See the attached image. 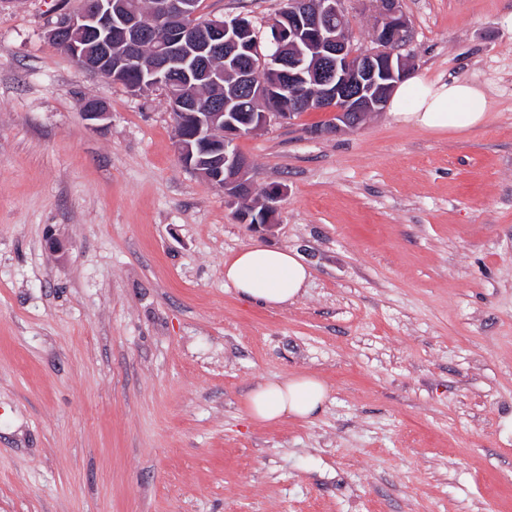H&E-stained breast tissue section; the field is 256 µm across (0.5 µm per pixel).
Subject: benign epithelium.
Instances as JSON below:
<instances>
[{"label": "benign epithelium", "instance_id": "7a95c632", "mask_svg": "<svg viewBox=\"0 0 512 512\" xmlns=\"http://www.w3.org/2000/svg\"><path fill=\"white\" fill-rule=\"evenodd\" d=\"M126 0H87L85 7L67 14L49 31L50 41L70 55H81L87 70L112 78V48L122 46L125 65L136 61L143 37L140 11L129 9ZM344 0H291L288 25L278 20L267 24V41L261 32L241 17L197 24L192 0H154L153 11L177 24L175 36L154 49L156 65L130 91L141 94L156 83H169L173 72L186 81L206 65L207 59L225 49L224 60L233 61L240 88L251 93L261 111L241 112L238 95L224 98V106L203 112L197 103L180 99L173 115L176 140L183 164L211 185L224 190L228 203L237 206L247 224L267 229L287 189L268 186L261 198L259 216L249 213L254 183L251 161L236 146L246 135L275 122L291 119L305 107L335 113L336 122L316 128L325 136L354 129L381 111L396 85L412 72L411 60L400 53L409 40V23L400 0H376L378 47L355 53L344 24ZM248 30L255 37L247 55L236 58L237 35ZM279 80L270 84L264 74ZM110 112L98 102L87 105L84 116L92 125L105 121Z\"/></svg>", "mask_w": 512, "mask_h": 512}]
</instances>
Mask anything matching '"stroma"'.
Listing matches in <instances>:
<instances>
[{"mask_svg": "<svg viewBox=\"0 0 512 512\" xmlns=\"http://www.w3.org/2000/svg\"><path fill=\"white\" fill-rule=\"evenodd\" d=\"M77 6L0 0V512H512V0L400 2L414 76L480 86L481 126L319 136L310 110L240 138L256 189H288L271 229L182 164L163 89L48 42ZM344 10L374 48L368 0ZM255 242L312 271L286 307L224 283ZM294 374L322 412L250 421ZM328 398L326 384L310 375H292L257 384L245 402L246 416L260 423H278L288 417L314 418Z\"/></svg>", "mask_w": 512, "mask_h": 512, "instance_id": "1", "label": "stroma"}]
</instances>
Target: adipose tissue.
<instances>
[{
  "label": "adipose tissue",
  "mask_w": 512,
  "mask_h": 512,
  "mask_svg": "<svg viewBox=\"0 0 512 512\" xmlns=\"http://www.w3.org/2000/svg\"><path fill=\"white\" fill-rule=\"evenodd\" d=\"M399 121L425 131L465 132L486 118V97L469 82H428L413 78L400 83L388 100ZM310 270L299 255L255 243L242 248L224 265V280L238 295L266 308L282 307L305 288ZM328 398L326 384L310 375H292L257 384L248 394L245 412L250 420L277 423L287 418L309 420Z\"/></svg>",
  "instance_id": "obj_1"
}]
</instances>
